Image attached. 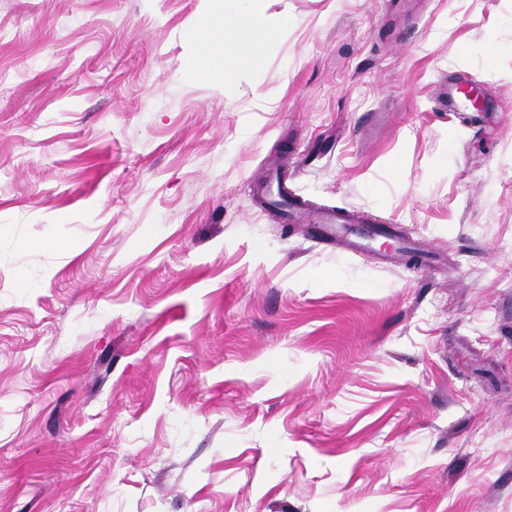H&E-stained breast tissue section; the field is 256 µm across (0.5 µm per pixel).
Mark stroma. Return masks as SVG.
<instances>
[{
	"instance_id": "35a3bbf8",
	"label": "stroma",
	"mask_w": 512,
	"mask_h": 512,
	"mask_svg": "<svg viewBox=\"0 0 512 512\" xmlns=\"http://www.w3.org/2000/svg\"><path fill=\"white\" fill-rule=\"evenodd\" d=\"M394 2L0 0V512H512V0ZM246 36L237 42V48L250 61L258 59V49L268 39L275 36V31L268 25L265 17L259 11H253L242 23ZM199 56L204 57L213 53H221L228 49V33L226 28L209 25L198 29ZM473 91H480L479 88L471 85L464 79H457L448 84L447 90L444 94L443 105L447 106L449 110L459 111L463 119L469 124L477 123V117L469 112H478L474 110L472 100L468 94ZM317 220L318 224H321L328 235L347 233L344 224L362 225L356 230L358 234L365 239H371L373 236L388 233V231H384L382 228L365 225L368 223H366L362 217L347 212H327L320 215Z\"/></svg>"
}]
</instances>
